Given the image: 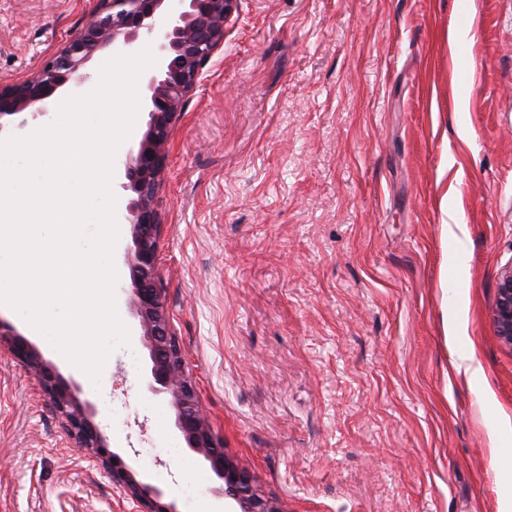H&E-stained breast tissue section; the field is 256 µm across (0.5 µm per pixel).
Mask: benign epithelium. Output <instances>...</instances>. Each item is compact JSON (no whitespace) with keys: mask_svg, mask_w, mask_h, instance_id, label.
<instances>
[{"mask_svg":"<svg viewBox=\"0 0 512 512\" xmlns=\"http://www.w3.org/2000/svg\"><path fill=\"white\" fill-rule=\"evenodd\" d=\"M237 0H97L88 23L60 51L44 58L25 80L0 87V130L8 124L21 130L17 116L54 96L92 57L110 48L130 47L140 36L157 42L158 63L141 82V106L149 115L147 130L124 162L119 187L134 194L126 205L131 244L125 252L132 288L129 311L138 320L147 350L144 386L153 397L168 401L174 428L186 447L206 461L222 481L215 494L226 512H283L279 502L258 489L254 476L224 451L201 410L198 391L186 370L181 345L171 329L159 265L160 215L157 195L165 169L170 132L181 116L188 95L202 71L224 44V30ZM493 322L498 338L512 346V266L498 280ZM35 375L53 409L65 421L68 434L80 448L105 452L107 438L95 422V403L82 386L66 379L27 338L0 320V344ZM112 465V481L147 512H179L176 502H160L164 492L139 477L134 459L103 460Z\"/></svg>","mask_w":512,"mask_h":512,"instance_id":"benign-epithelium-1","label":"benign epithelium"}]
</instances>
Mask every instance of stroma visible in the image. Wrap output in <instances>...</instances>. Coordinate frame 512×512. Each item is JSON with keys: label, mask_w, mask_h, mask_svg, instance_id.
Returning a JSON list of instances; mask_svg holds the SVG:
<instances>
[{"label": "stroma", "mask_w": 512, "mask_h": 512, "mask_svg": "<svg viewBox=\"0 0 512 512\" xmlns=\"http://www.w3.org/2000/svg\"><path fill=\"white\" fill-rule=\"evenodd\" d=\"M96 0H0V85ZM173 330L225 450L284 512H500L512 473V0H238L157 197ZM111 451L180 512L215 483L143 382L119 227ZM483 368L458 370L461 356ZM0 348V512H141ZM493 322L498 338L512 346V266L505 268L499 276Z\"/></svg>", "instance_id": "stroma-1"}]
</instances>
